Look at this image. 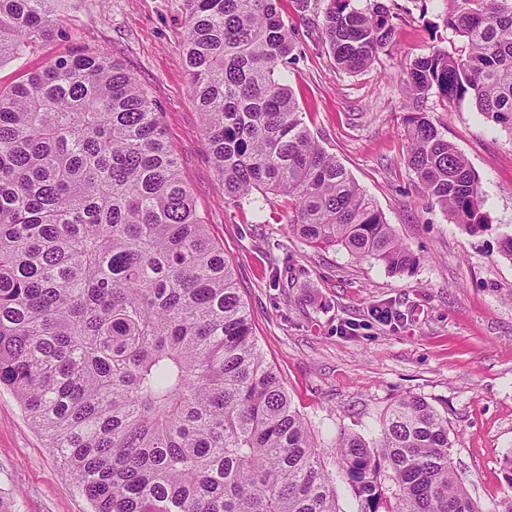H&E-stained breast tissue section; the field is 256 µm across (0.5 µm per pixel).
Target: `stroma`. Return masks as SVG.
Here are the masks:
<instances>
[{
    "label": "stroma",
    "instance_id": "1",
    "mask_svg": "<svg viewBox=\"0 0 512 512\" xmlns=\"http://www.w3.org/2000/svg\"><path fill=\"white\" fill-rule=\"evenodd\" d=\"M395 36L357 73L339 69L321 36L328 0H283L294 44L279 76L301 118L371 197L417 263L393 274L345 250L317 248L288 224L287 197L224 198L183 55L185 0H58V24L36 48L0 65L5 88L70 48L119 59L155 101L199 215L231 263L265 360L314 432L326 469L339 431L372 438L395 401L425 397L448 417L450 458L482 512L512 495V132L470 99L431 94L425 110L480 180L490 228L450 223L407 164L403 79L412 62L452 49L446 0H383ZM375 305L397 309L385 324ZM0 495L12 512H92L57 452L0 388Z\"/></svg>",
    "mask_w": 512,
    "mask_h": 512
}]
</instances>
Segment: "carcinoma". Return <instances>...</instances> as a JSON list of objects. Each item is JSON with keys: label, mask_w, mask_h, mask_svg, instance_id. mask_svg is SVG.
Segmentation results:
<instances>
[{"label": "carcinoma", "mask_w": 512, "mask_h": 512, "mask_svg": "<svg viewBox=\"0 0 512 512\" xmlns=\"http://www.w3.org/2000/svg\"><path fill=\"white\" fill-rule=\"evenodd\" d=\"M57 0H0V63L49 37ZM280 0H186L185 67L224 199L283 195L288 224L400 273L391 225L301 119L276 77L292 51ZM329 0L336 64L367 67L387 6ZM450 53L406 80L408 166L431 203L489 230L478 178L424 110L469 98L512 132V0H448ZM55 449L95 512H480L450 459L448 418L397 401L368 441L317 439L263 359L232 267L198 217L153 100L118 59L66 52L0 88V388ZM395 491L386 494L385 481Z\"/></svg>", "instance_id": "cac0c4a2"}]
</instances>
